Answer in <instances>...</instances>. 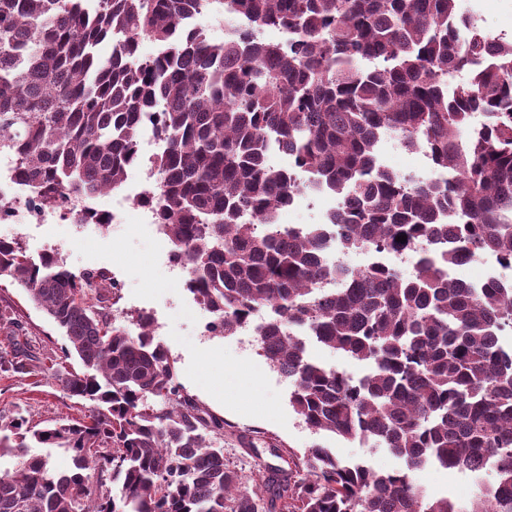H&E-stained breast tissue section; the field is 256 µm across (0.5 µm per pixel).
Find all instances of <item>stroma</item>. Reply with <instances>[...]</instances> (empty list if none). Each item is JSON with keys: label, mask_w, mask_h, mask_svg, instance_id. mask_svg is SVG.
<instances>
[{"label": "stroma", "mask_w": 512, "mask_h": 512, "mask_svg": "<svg viewBox=\"0 0 512 512\" xmlns=\"http://www.w3.org/2000/svg\"><path fill=\"white\" fill-rule=\"evenodd\" d=\"M460 7L477 17L485 33L512 40V0H460ZM0 237L19 240L34 255L53 246L73 271L104 269L115 276L120 283L118 315H152L156 337L175 361L178 382L206 413L223 418L224 454L243 478H250L257 465L279 466L277 449L301 453L315 444L378 471L404 468L401 458L373 442L312 433L289 403L287 380L269 366L256 343L234 334L204 335L210 315L186 289L184 273L169 266V240L156 235L152 226L132 221L99 232L91 225L0 223ZM4 302L15 307L24 336L40 353H58L63 337L23 288L1 280L0 304ZM1 411L22 412L41 427L84 414L81 405L64 395L50 370L35 376L0 374ZM415 478L431 498L465 503L475 492L474 478L467 472L429 464Z\"/></svg>", "instance_id": "obj_1"}]
</instances>
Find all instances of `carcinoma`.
<instances>
[{
  "mask_svg": "<svg viewBox=\"0 0 512 512\" xmlns=\"http://www.w3.org/2000/svg\"><path fill=\"white\" fill-rule=\"evenodd\" d=\"M208 8L246 29L211 42L195 24ZM281 27L286 45L257 36ZM149 121L164 143L151 208L215 328L232 335L266 309L259 353L305 426L372 440L406 467L378 472L314 445L260 470L263 496L226 461L224 420L184 392L152 318L129 328L112 313L107 272L0 238V279L61 331L51 361L81 368L58 381L89 409L44 428L0 414V458L18 459L0 468V512H512V346L498 341L512 293L446 273L485 253L512 267V41L459 0H0V148L39 201L120 192ZM385 135L427 151L433 176L383 166ZM306 177L342 205L332 225L287 233L274 210ZM426 237L451 243L418 256L410 278L328 260L332 239L355 251ZM17 326L0 305V332ZM312 340L369 373L315 361ZM43 365L18 338L0 355L4 375ZM34 444L64 449L72 467ZM428 462L497 479L467 505L432 499L414 480Z\"/></svg>",
  "mask_w": 512,
  "mask_h": 512,
  "instance_id": "carcinoma-1",
  "label": "carcinoma"
}]
</instances>
